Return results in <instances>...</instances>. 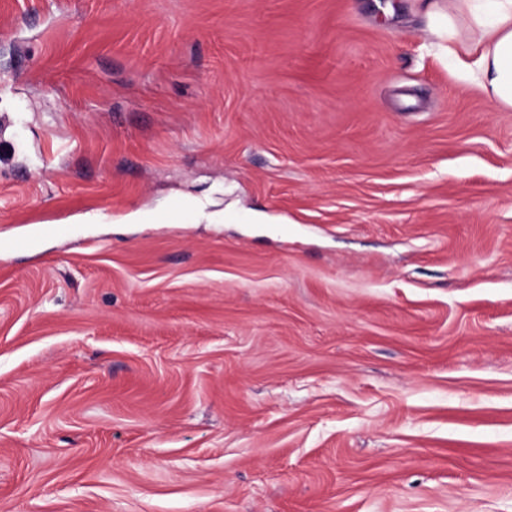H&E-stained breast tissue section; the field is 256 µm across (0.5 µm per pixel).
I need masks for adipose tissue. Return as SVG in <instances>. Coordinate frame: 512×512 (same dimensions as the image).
<instances>
[{
	"label": "adipose tissue",
	"instance_id": "obj_1",
	"mask_svg": "<svg viewBox=\"0 0 512 512\" xmlns=\"http://www.w3.org/2000/svg\"><path fill=\"white\" fill-rule=\"evenodd\" d=\"M424 8L440 31H456L462 20L478 31L466 76L496 105L512 109V0H426Z\"/></svg>",
	"mask_w": 512,
	"mask_h": 512
}]
</instances>
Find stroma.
I'll return each instance as SVG.
<instances>
[{
    "label": "stroma",
    "mask_w": 512,
    "mask_h": 512,
    "mask_svg": "<svg viewBox=\"0 0 512 512\" xmlns=\"http://www.w3.org/2000/svg\"><path fill=\"white\" fill-rule=\"evenodd\" d=\"M432 41L0 0V512H512V111ZM184 202L176 203L171 209L168 216L156 219L152 222V219L138 210L127 213L119 221L123 224H190L192 214L194 213L193 203L183 199Z\"/></svg>",
    "instance_id": "35a3bbf8"
}]
</instances>
